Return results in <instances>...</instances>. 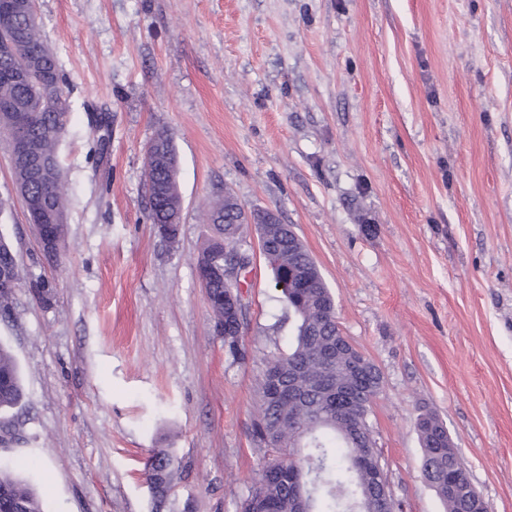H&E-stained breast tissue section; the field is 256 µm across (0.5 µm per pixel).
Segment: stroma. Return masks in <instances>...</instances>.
Listing matches in <instances>:
<instances>
[{
	"label": "stroma",
	"instance_id": "stroma-1",
	"mask_svg": "<svg viewBox=\"0 0 512 512\" xmlns=\"http://www.w3.org/2000/svg\"><path fill=\"white\" fill-rule=\"evenodd\" d=\"M36 3L70 104L67 232L43 250L0 135L19 271L0 342L24 392L0 457L47 512H240L255 490L271 459L256 389L297 320L247 228L245 355L228 354L195 268L228 194L293 227L380 369L369 423L395 512H444L421 477L422 407L489 512H512V0ZM162 130L173 244L148 219ZM158 448L180 461L160 500L143 475Z\"/></svg>",
	"mask_w": 512,
	"mask_h": 512
}]
</instances>
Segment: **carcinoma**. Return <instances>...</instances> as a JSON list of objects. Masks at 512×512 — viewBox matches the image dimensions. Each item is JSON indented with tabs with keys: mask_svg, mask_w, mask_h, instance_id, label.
Returning a JSON list of instances; mask_svg holds the SVG:
<instances>
[{
	"mask_svg": "<svg viewBox=\"0 0 512 512\" xmlns=\"http://www.w3.org/2000/svg\"><path fill=\"white\" fill-rule=\"evenodd\" d=\"M20 38L22 51L38 61L49 76L62 80L55 55L37 32L36 12L30 16L0 13V38ZM9 61L0 60V129L12 132L16 114L38 99L37 86L11 83L7 71ZM69 121V105L62 97L40 110L30 111L28 131L38 140L44 154L59 158L58 145ZM173 143L163 151L148 155L147 181L150 183L149 220L167 224L181 211L177 197V172L172 164ZM64 171L59 166L48 184L33 185V195L51 197L64 206ZM238 201L230 194L211 213L213 235L204 251L224 253V244L237 245L241 225L232 223L230 209ZM264 252L273 271L276 290L298 319L295 341L285 354L272 358L268 368H282L298 373L297 383L306 398L301 404L286 401L259 407L253 422V441L272 453L274 462L288 461L291 481L259 479L255 491L245 500L242 512H296L295 489L300 463L314 458L322 461L321 470L310 483L312 512H389L381 492L373 488L374 462L380 459L373 448L376 441L369 423L374 401L382 391L380 370L368 358L354 359L347 337L337 335L336 307L326 297V287L308 251L291 250L288 240L272 237L264 242ZM205 288L216 318L224 317V278L209 280ZM336 347V355L324 361L320 351ZM324 376L338 387L354 388L358 398L345 408L330 406L323 392L307 386L308 380ZM23 390L18 366L12 350L0 343V413L18 406ZM416 429L422 448L421 471L424 479L441 498L446 512H465L461 500L448 499V477L459 482L468 480L465 472L448 465V447L452 443L448 429L432 411L422 409L416 416ZM178 468L176 456L169 450L152 452L145 465L151 489L165 496L171 477ZM19 499L13 512H45L32 487L14 474L9 464L0 460V492Z\"/></svg>",
	"mask_w": 512,
	"mask_h": 512,
	"instance_id": "1",
	"label": "carcinoma"
}]
</instances>
